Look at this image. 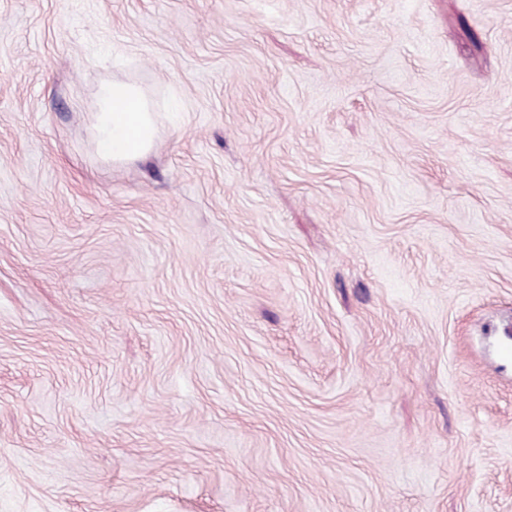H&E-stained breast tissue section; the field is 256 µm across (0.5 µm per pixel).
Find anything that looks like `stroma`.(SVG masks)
<instances>
[{
  "instance_id": "1",
  "label": "stroma",
  "mask_w": 512,
  "mask_h": 512,
  "mask_svg": "<svg viewBox=\"0 0 512 512\" xmlns=\"http://www.w3.org/2000/svg\"><path fill=\"white\" fill-rule=\"evenodd\" d=\"M505 342L512 0H0V512H512ZM94 129L98 157L113 164L145 157L157 138L148 98L136 85L122 81L102 87Z\"/></svg>"
}]
</instances>
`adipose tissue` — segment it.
I'll list each match as a JSON object with an SVG mask.
<instances>
[{
  "label": "adipose tissue",
  "instance_id": "ef3b65f1",
  "mask_svg": "<svg viewBox=\"0 0 512 512\" xmlns=\"http://www.w3.org/2000/svg\"><path fill=\"white\" fill-rule=\"evenodd\" d=\"M94 129L98 157L115 164L145 157L157 138L148 98L136 85L122 81L102 87Z\"/></svg>",
  "mask_w": 512,
  "mask_h": 512
}]
</instances>
